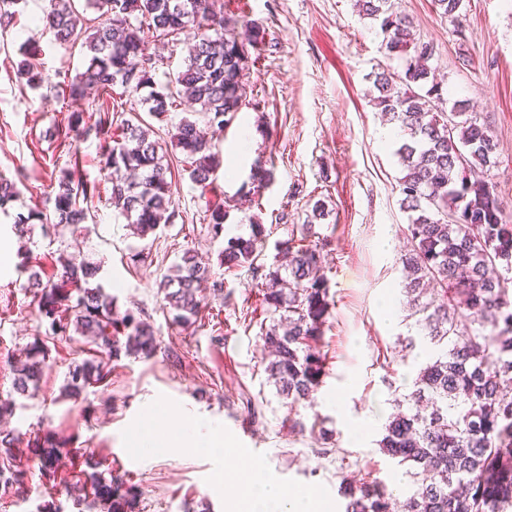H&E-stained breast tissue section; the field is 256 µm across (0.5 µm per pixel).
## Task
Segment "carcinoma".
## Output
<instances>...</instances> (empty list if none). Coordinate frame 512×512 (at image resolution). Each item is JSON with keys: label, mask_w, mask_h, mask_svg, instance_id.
I'll return each instance as SVG.
<instances>
[{"label": "carcinoma", "mask_w": 512, "mask_h": 512, "mask_svg": "<svg viewBox=\"0 0 512 512\" xmlns=\"http://www.w3.org/2000/svg\"><path fill=\"white\" fill-rule=\"evenodd\" d=\"M20 0H0V30L14 24ZM444 17H460L464 0H433ZM99 15L87 19L73 0H50L40 19L59 42H76L90 53L84 72L59 83L62 95L85 98L90 90L112 96L119 84L126 93L148 88V112L162 119L173 106L172 96L153 89L151 72L157 59L146 53L145 32L166 39L187 28L196 30L187 48L185 67L177 73L180 91L199 105L206 128L184 118L171 139L181 149L189 179L206 189L218 165L207 132L221 131L243 104L247 46L258 37L239 40L214 0H88ZM358 13L379 26L383 45L399 61V70L371 73V103L399 127L396 150L400 207L407 214L403 229L407 247L400 256L404 294L415 334L406 347L421 339L430 358L419 369L412 390L395 396L380 440L383 454L407 466L411 489L397 496L376 480L343 482L339 494L345 512H508L512 508V224L502 219L500 203L488 172L496 167L498 143L490 126L470 111L465 100L448 99V91L429 81L434 46L413 33L412 19L393 9L392 0H357ZM19 81L31 89L44 83L29 59L17 68ZM93 116L72 112L67 130L57 131L66 144L68 131L80 129L103 142L99 166L103 181H74L62 171L53 190V219L45 223L72 226L87 223L80 200L100 194L110 184L112 207L128 220L134 234L145 238L178 216L166 155L152 130L118 114L114 102ZM274 162L257 160L249 190L260 196L273 183ZM18 182L0 175V210L20 199ZM228 210L211 212L213 238L224 234ZM325 216L317 200L301 225V244L279 243L285 262L259 263L265 226L250 224L249 236L224 242L221 261L229 268H247L260 281L262 302L272 324L261 331L267 352L264 371L277 394L291 403L312 402L325 373L322 336L333 305L322 270L328 242L314 240L315 221ZM55 281L29 273L25 288L36 317L45 327L22 355L8 360L17 397L31 398L39 389L47 364V341L69 329L86 336L93 354L69 370L65 391L77 400L106 377L109 361L125 354L150 357L158 340L141 312L117 310L114 298L92 284L97 268L60 258ZM209 270L186 249L160 288L172 323L191 327L198 319L200 296ZM27 448L17 447L20 434L0 432V491L24 488L22 460H36L43 475L55 476L66 455V443L49 431L30 430ZM84 482L100 512H134L138 489L119 475L105 477L86 462Z\"/></svg>", "instance_id": "1"}]
</instances>
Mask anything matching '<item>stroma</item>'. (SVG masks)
I'll return each instance as SVG.
<instances>
[{
  "label": "stroma",
  "mask_w": 512,
  "mask_h": 512,
  "mask_svg": "<svg viewBox=\"0 0 512 512\" xmlns=\"http://www.w3.org/2000/svg\"><path fill=\"white\" fill-rule=\"evenodd\" d=\"M224 15L238 32L259 30L243 82L246 103L214 136L220 166L208 188L192 183L184 156L171 141L182 118L199 119L196 105L177 100L165 120L148 112L140 95L131 103L167 153L179 216L155 235L135 237L108 198H94L88 230L34 228L17 236V213L51 214L50 186L61 171L97 180L99 143L75 138L77 156L57 146L56 131L73 111L98 108V93L74 102L41 96L20 84L19 48L38 41L35 59L49 84L61 75L83 72L88 56L80 46L56 43L39 22L49 0H23L16 23L0 31V174L23 180V198L0 212V397H7L12 373L7 358L38 331L31 298L19 269L30 266L42 278L54 277L59 257L97 266V281L114 296L119 310L143 312L160 347L154 356L112 360L105 380L79 400L64 398L69 368L89 346L79 335L49 341L47 368L38 393L9 421L10 427L51 430L72 448L61 467L74 479L85 467L83 450L93 451L102 473L115 472L138 486L136 512H224L207 478L212 463L187 453H165L133 460L122 432L158 396L178 402L186 413L227 427L250 450L265 454L274 474L305 484L324 485L344 512L342 479L378 480L404 488L403 466L382 454L378 442L393 411V391H406L421 359L396 362L398 337L407 335L406 298L399 257L407 216L401 210L400 166L393 150L396 129L385 124L369 101L370 73L396 68L382 46L378 28L360 18L355 0H223ZM409 14L417 36L433 42L437 74L450 99L465 100L490 125L499 144V165L491 172L502 213L512 222V0H466L465 40L452 19L441 17L432 0H395ZM194 30L172 39L148 38L160 64L156 85L184 68ZM273 159L275 181L261 201L250 200L243 185L257 160ZM327 214L318 230L328 237L325 274L334 306L322 350L326 374L314 404L290 405L276 393L264 371L260 338L268 322L256 282L244 268L226 270L219 253L223 239H212L209 215L231 202L225 237L245 235L250 220L264 224L268 237L260 260L272 263L280 241L298 236V227L316 200ZM221 283L201 297V318L190 328L172 324L163 310L159 283L185 248ZM255 403L257 415L247 405ZM337 444L323 455L320 430ZM66 488L46 479L31 463L25 496L0 498V512H35L37 505L65 500Z\"/></svg>",
  "instance_id": "obj_1"
}]
</instances>
